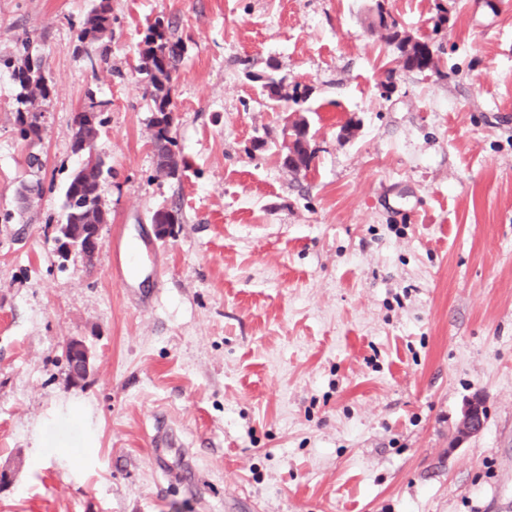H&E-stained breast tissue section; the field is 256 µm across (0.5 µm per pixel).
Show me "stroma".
I'll return each instance as SVG.
<instances>
[{
    "label": "stroma",
    "instance_id": "35a3bbf8",
    "mask_svg": "<svg viewBox=\"0 0 512 512\" xmlns=\"http://www.w3.org/2000/svg\"><path fill=\"white\" fill-rule=\"evenodd\" d=\"M94 2L0 0V512H512V0H111V33L82 43ZM380 3L439 73L399 67L368 29ZM159 16L186 48L175 179L140 57ZM24 37L50 88L34 145L4 65ZM270 69L312 90L307 174L248 77ZM92 102L110 220L93 261L65 262ZM161 208L182 217L165 237ZM474 396L486 425L456 442ZM159 415L180 447L152 446ZM85 119L78 120V113L73 118V126L75 127L73 149L75 152L82 149L84 142L96 139L98 126L103 123V121H90L87 117ZM65 356L70 359L73 365L79 364L82 376H87L92 368V353L83 340L76 337L69 338L65 343ZM70 361H67V367L71 378L73 368Z\"/></svg>",
    "mask_w": 512,
    "mask_h": 512
}]
</instances>
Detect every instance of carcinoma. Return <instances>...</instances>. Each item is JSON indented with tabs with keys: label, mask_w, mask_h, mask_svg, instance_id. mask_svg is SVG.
Segmentation results:
<instances>
[{
	"label": "carcinoma",
	"mask_w": 512,
	"mask_h": 512,
	"mask_svg": "<svg viewBox=\"0 0 512 512\" xmlns=\"http://www.w3.org/2000/svg\"><path fill=\"white\" fill-rule=\"evenodd\" d=\"M112 31L111 0H97V4L88 14L79 28L78 40L95 41ZM386 43L404 61V70L409 72H439V57L429 40L410 41L401 36L395 28L385 37ZM21 64L12 66L9 61L3 65L14 68V79L17 84V102L21 109L17 110L19 136L28 143L42 139L43 110L35 105V95L47 100L49 85L42 71L41 60L30 52V39L20 40ZM143 71L148 78L150 96L153 102V113L149 126L158 128L151 142L156 156V169L161 173L168 167L178 168V164H170L171 157L177 154L178 143L172 135L173 111L171 100V84L178 76L184 61L185 48L182 40L175 36L171 24L158 18L149 27L143 40L141 51ZM261 93L271 102L272 106H287L300 109L306 103L309 89L295 84L287 90L283 81L268 76L261 84ZM99 121L73 118L75 127L73 149L78 152L83 143L96 139ZM303 140L296 141L294 156L284 164L295 172H308L314 160V152L308 151L304 144L312 135L309 129L302 132ZM103 172L100 166L79 168L73 172L65 189L64 222L58 225L57 232L78 238L86 232L89 224H105L108 210L102 203L99 194ZM152 223L160 225L165 231L172 232L174 225L181 223L174 210L159 209L152 215Z\"/></svg>",
	"instance_id": "carcinoma-1"
}]
</instances>
